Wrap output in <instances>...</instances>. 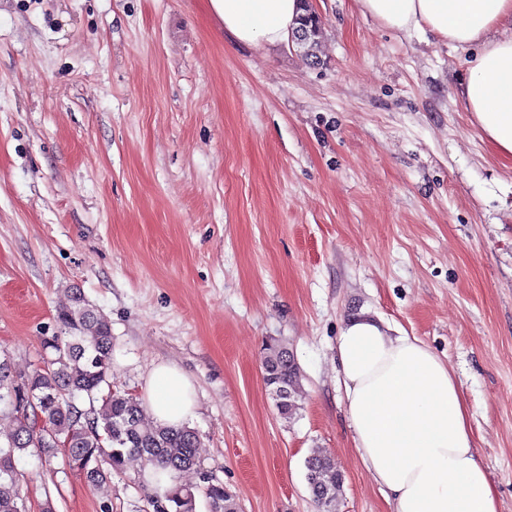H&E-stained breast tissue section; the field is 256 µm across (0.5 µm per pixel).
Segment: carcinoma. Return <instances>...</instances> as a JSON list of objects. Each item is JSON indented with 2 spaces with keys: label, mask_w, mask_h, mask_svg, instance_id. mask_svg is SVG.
Segmentation results:
<instances>
[{
  "label": "carcinoma",
  "mask_w": 512,
  "mask_h": 512,
  "mask_svg": "<svg viewBox=\"0 0 512 512\" xmlns=\"http://www.w3.org/2000/svg\"><path fill=\"white\" fill-rule=\"evenodd\" d=\"M297 25L308 28L309 38L300 49L312 61L323 27L310 3ZM54 321L56 331L43 337L40 357L30 369L17 373L10 361L0 360V413L13 419L12 428L0 434V512H30L18 459L42 457L50 466L57 452L70 473L95 489L128 461H140L135 483L155 484L146 497L149 512H196L200 495L210 512H237L224 483L203 468L194 429L148 427L143 401L112 388L110 320L75 291ZM263 381L276 397L280 415L289 419L296 414L300 369L280 340L266 344ZM157 466L179 476L194 473L198 482L178 479L163 487ZM305 480L320 512H333L342 482L335 460L323 450L313 452L305 460Z\"/></svg>",
  "instance_id": "obj_1"
}]
</instances>
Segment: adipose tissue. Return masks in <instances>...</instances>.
Returning <instances> with one entry per match:
<instances>
[{
    "mask_svg": "<svg viewBox=\"0 0 512 512\" xmlns=\"http://www.w3.org/2000/svg\"><path fill=\"white\" fill-rule=\"evenodd\" d=\"M357 2L388 29H426L445 42L480 44L460 95L484 137L512 160V0ZM207 5L232 43L267 48L289 41L301 13L299 0ZM336 358L355 446L393 512H498L467 405L445 361L365 310L345 322ZM146 406L158 425L187 423L196 408L191 379L175 363L157 364Z\"/></svg>",
    "mask_w": 512,
    "mask_h": 512,
    "instance_id": "adipose-tissue-1",
    "label": "adipose tissue"
}]
</instances>
